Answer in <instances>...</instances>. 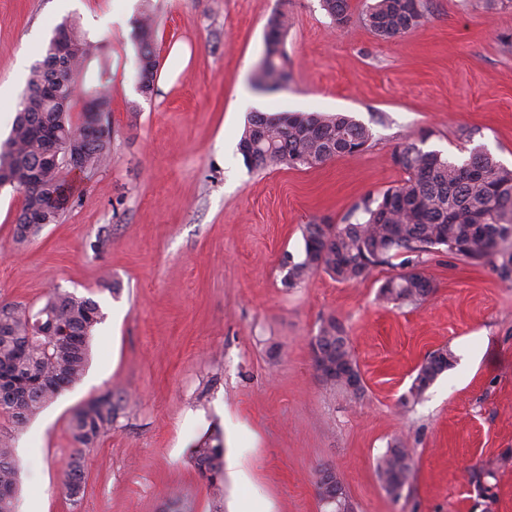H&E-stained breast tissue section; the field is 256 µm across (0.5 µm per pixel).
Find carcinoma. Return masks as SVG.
Here are the masks:
<instances>
[{"label":"carcinoma","instance_id":"1","mask_svg":"<svg viewBox=\"0 0 512 512\" xmlns=\"http://www.w3.org/2000/svg\"><path fill=\"white\" fill-rule=\"evenodd\" d=\"M321 8L338 25L351 16L350 0H321ZM428 11L426 0H372L365 5L363 20L380 39L402 37L420 26ZM152 17L144 12L136 21L139 41L137 57L139 81L153 90L159 58L152 40ZM263 57L256 67L255 88L263 93L282 89L288 81L284 40L288 19L282 12L267 21ZM55 32L65 33L76 52L68 58L60 78L68 97L74 96L76 77L83 71L90 49L85 35L71 22H63ZM54 40H49L43 60L31 70L25 94L19 104L11 132L0 142V172L12 180V188L24 190L20 213L27 211L48 223L75 203V196L63 172L80 173L110 160L111 128L108 111L112 101L111 70L102 63L96 83L80 88L89 98L88 116L80 126L73 124L67 108L30 94L44 78L43 62L51 56ZM80 151L78 165H43V155L53 145L50 133ZM371 131L352 118L320 112H253L239 144L259 143L254 154L241 152L250 168H312L340 156L363 152ZM393 164L408 178L377 194L365 196L352 206L340 224L312 222L303 228L304 258L286 260L284 284L292 288L321 271L338 282L367 278L384 266L396 264L400 271L379 288L383 299L397 306H417L433 288L421 268L422 256L436 251L489 265L501 277H512V168L481 149H473L465 159H453L438 151H425L413 141L402 143L392 155ZM499 248L490 249L494 239ZM30 308L15 303L0 305V380L13 392L0 396V415L15 430L60 392L79 382L86 371L89 338L102 318L99 303L90 296L73 292L50 293L38 313L53 324L57 335L38 336L29 319ZM316 347L323 363L341 360L359 368L351 352L349 338L334 318L317 336ZM454 353L444 347L431 352L419 366L414 383L404 397L416 403L438 376L453 367ZM125 407L113 400L112 392L73 409L69 431L75 454L68 464L64 489L77 497L84 485L82 454L112 426ZM411 450L395 441L388 445L377 464L381 480L404 489L412 476V464L402 463ZM189 459L207 487L213 491V512H222L224 484V444L217 430L199 437L189 449ZM19 485V469L11 439L0 438V512H14Z\"/></svg>","mask_w":512,"mask_h":512}]
</instances>
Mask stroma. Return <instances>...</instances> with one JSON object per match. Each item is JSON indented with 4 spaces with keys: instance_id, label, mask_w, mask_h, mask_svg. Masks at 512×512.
<instances>
[{
    "instance_id": "1",
    "label": "stroma",
    "mask_w": 512,
    "mask_h": 512,
    "mask_svg": "<svg viewBox=\"0 0 512 512\" xmlns=\"http://www.w3.org/2000/svg\"><path fill=\"white\" fill-rule=\"evenodd\" d=\"M347 24L320 0H0V141L26 88L27 38L48 44L63 20L91 44L82 83L100 61L112 73L111 159L79 177L76 203L18 242L23 195L0 190V302L40 307L54 289L93 297L103 320L77 384L13 437L16 512H211L188 448L220 428L224 512L248 498L269 512H324L317 471L332 467L355 512H512V279L440 252L423 269L434 287L419 306L383 300L384 267L358 283L310 275L283 283L300 259L302 227L340 223L370 193L403 180L392 155L405 140L464 158L479 146L512 168V0H429L425 22L377 38L352 0ZM156 15L157 91L138 89L135 21ZM290 19L285 89L254 90L266 24ZM252 112H345L373 138L357 155L310 170L248 168L238 149ZM472 139H465V132ZM121 290H103V274ZM343 324L365 394L348 401L316 374L309 341ZM456 361L418 404H401L427 355ZM125 407L86 449L85 484L69 499L73 408L105 391ZM399 440L413 476L388 494L377 462ZM508 457L487 487L470 473Z\"/></svg>"
}]
</instances>
